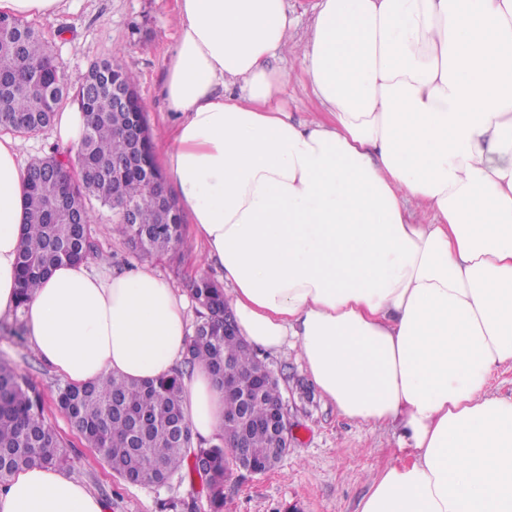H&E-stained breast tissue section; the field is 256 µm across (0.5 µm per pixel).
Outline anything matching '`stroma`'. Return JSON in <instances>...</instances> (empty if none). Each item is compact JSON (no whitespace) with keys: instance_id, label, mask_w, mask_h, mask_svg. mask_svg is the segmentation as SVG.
I'll list each match as a JSON object with an SVG mask.
<instances>
[{"instance_id":"stroma-1","label":"stroma","mask_w":512,"mask_h":512,"mask_svg":"<svg viewBox=\"0 0 512 512\" xmlns=\"http://www.w3.org/2000/svg\"><path fill=\"white\" fill-rule=\"evenodd\" d=\"M174 0H68L65 9L34 21L71 85H78L91 63L110 59L132 72L153 139L174 126L163 83L175 51L171 24ZM91 226L94 261L121 273L141 267L158 272L172 287L189 291L205 275L222 280L224 272L207 263L190 222H183L177 250L166 256H141L112 231V212L97 211ZM0 354L30 377L43 392L61 378L33 350L28 336L0 334ZM278 377L289 407V448L280 467L261 475L231 470L224 484V512H359L371 474L382 469L398 448L391 430L369 428L341 415L306 372L299 352L287 348L261 352ZM45 414L64 443L70 460L64 472L85 484L105 504L106 512H211L198 476L183 475L157 488L124 482L101 461L66 417L47 404Z\"/></svg>"}]
</instances>
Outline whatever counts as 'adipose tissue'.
<instances>
[{"instance_id":"obj_1","label":"adipose tissue","mask_w":512,"mask_h":512,"mask_svg":"<svg viewBox=\"0 0 512 512\" xmlns=\"http://www.w3.org/2000/svg\"><path fill=\"white\" fill-rule=\"evenodd\" d=\"M162 163L253 347L298 348L344 416L399 432L360 512H512V0H177ZM299 60L322 111L292 120ZM20 143L0 136V318L26 218ZM189 298L152 269H53L25 310L34 350L75 385L156 379L189 341ZM194 436L224 429L205 364L183 387ZM39 463L0 512H104ZM313 0H288V13L296 19V27L293 30L295 39L301 38L306 32L309 19L312 16L311 5ZM490 392L497 397L512 396V365L506 364L496 369L490 382Z\"/></svg>"}]
</instances>
